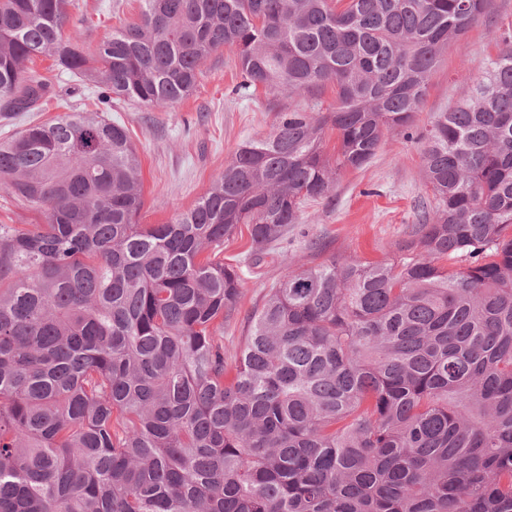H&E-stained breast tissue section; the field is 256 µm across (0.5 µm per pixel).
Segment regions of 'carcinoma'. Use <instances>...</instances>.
Wrapping results in <instances>:
<instances>
[{
  "instance_id": "obj_1",
  "label": "carcinoma",
  "mask_w": 512,
  "mask_h": 512,
  "mask_svg": "<svg viewBox=\"0 0 512 512\" xmlns=\"http://www.w3.org/2000/svg\"><path fill=\"white\" fill-rule=\"evenodd\" d=\"M142 2L89 54L76 0H0V112L53 98L40 58L101 105L171 106L224 50L242 88L331 86L336 110L280 116L166 224L138 223V151L99 112L0 142V187L43 218L0 224V512H512L511 35L420 135L431 200L393 262H289L224 353V241L246 225L260 262L406 132L490 0Z\"/></svg>"
}]
</instances>
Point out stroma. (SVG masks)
<instances>
[{
    "label": "stroma",
    "instance_id": "35a3bbf8",
    "mask_svg": "<svg viewBox=\"0 0 512 512\" xmlns=\"http://www.w3.org/2000/svg\"><path fill=\"white\" fill-rule=\"evenodd\" d=\"M79 3L87 19L82 39L92 48L140 13V0ZM503 33H512V0H491L487 13L465 38L442 54L415 114L411 136L386 133L367 166L343 171L327 197L306 201L299 224L274 243L257 266L244 270L239 301L224 319L228 353L238 351L254 311L279 282L289 260L314 266L336 255L384 263L397 254L431 194L418 136L429 128L435 113L447 111L469 94L473 80L485 74L502 49ZM242 82L233 55L215 53L205 61L196 90L182 102L166 108L117 102L107 109V117L127 129L139 153L144 201L140 223L164 224L192 208L241 144L268 136L281 113L307 105L303 98L242 90ZM55 92L56 99L45 111L0 115V140L29 123L94 101L74 78L57 79Z\"/></svg>",
    "mask_w": 512,
    "mask_h": 512
}]
</instances>
